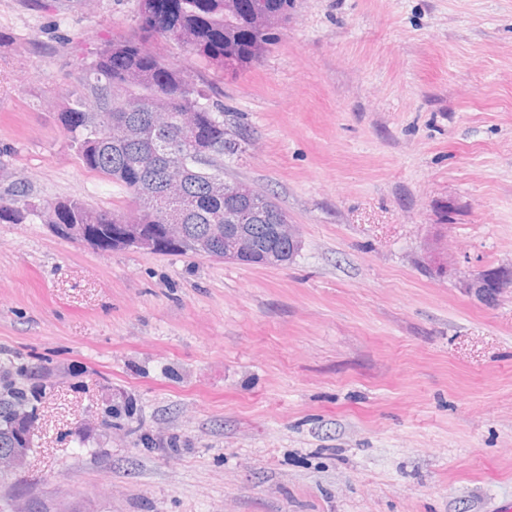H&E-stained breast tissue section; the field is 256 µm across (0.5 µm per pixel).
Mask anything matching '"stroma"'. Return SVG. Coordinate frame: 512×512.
<instances>
[{"mask_svg":"<svg viewBox=\"0 0 512 512\" xmlns=\"http://www.w3.org/2000/svg\"><path fill=\"white\" fill-rule=\"evenodd\" d=\"M138 0H0V192L125 210L59 121ZM252 133L226 177L288 264L0 224V389L37 391L0 512L512 506V0H292L234 74L157 39Z\"/></svg>","mask_w":512,"mask_h":512,"instance_id":"stroma-1","label":"stroma"}]
</instances>
